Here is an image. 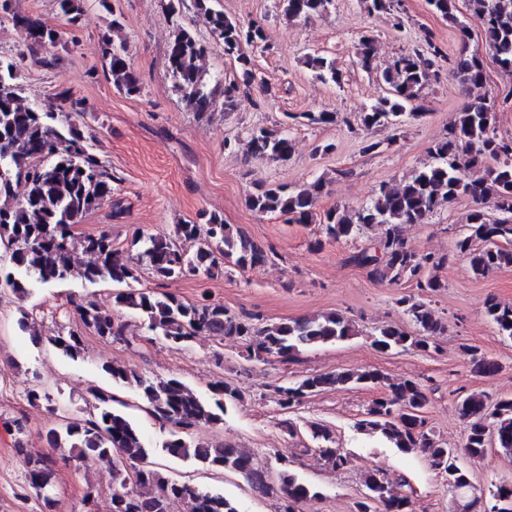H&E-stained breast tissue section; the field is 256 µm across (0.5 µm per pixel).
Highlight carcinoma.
I'll list each match as a JSON object with an SVG mask.
<instances>
[{
  "mask_svg": "<svg viewBox=\"0 0 512 512\" xmlns=\"http://www.w3.org/2000/svg\"><path fill=\"white\" fill-rule=\"evenodd\" d=\"M193 3L204 18L207 34L176 25L166 50L168 72L186 106L197 114L209 111L219 97L224 109L230 110L241 87L255 81L243 45L258 47L266 43L265 30L254 21L242 23L227 17L211 7V0ZM332 4L333 0H279L281 11L290 21L320 16ZM427 4L458 29L461 37H467L468 29L457 14L455 0H427ZM57 5L67 22L75 26L85 12L86 0H57ZM469 9L480 20L497 67L512 77V0H469ZM14 21L33 52L60 43L53 27L38 19L17 16ZM423 39L426 49L403 54L379 72L388 94L359 113L363 125L387 127L405 114L415 120L428 114L420 90L437 76L445 54L433 42L431 33H424ZM214 44L238 62L241 81L226 84L222 77L206 79L201 61ZM101 59L102 71L119 92L127 96L141 93L140 79L126 59L124 44L103 38ZM302 63L322 83L336 85L341 81L335 65L322 56L305 54ZM17 69V61L0 58V242L10 251V268L0 265V281L7 287L26 295L28 284L49 288L75 275L90 284L110 282L116 288L113 309L104 310L92 301L77 305L83 326L97 335L126 340V324L120 316L126 312L140 316L149 331L178 346L188 344L200 332L219 338L246 337L248 357L258 361L275 357L283 364L292 363L304 347L342 342L357 335L355 326L336 312L258 327L248 317L229 314L222 305L186 301L175 294H156L136 287L147 275L169 282L201 271L212 272L223 264L241 270L264 264V248L244 230L224 223L216 212L204 211L199 221L176 224L168 234H135L130 243L136 249L134 257H122L106 232L87 235L80 240L87 261L81 268H74L73 225L106 201L111 203L112 217L119 218L124 212L123 201L113 198L112 174L93 153L76 122L83 112L82 101L61 90L55 93L51 109L33 107L21 95ZM452 70L465 87L483 82L484 64L477 53L457 57ZM298 117L308 126L335 121L330 112H303ZM298 117L292 115L290 119ZM496 119L493 102L485 97L468 100L448 136L430 148L434 163L398 183L381 187L369 203L357 209L338 205L327 210L323 218L325 237L350 238L364 226L382 225L384 232L378 244L351 254L348 262L366 270L375 281L398 283L406 279L428 294L437 293L444 288L437 271L448 257L419 254L407 248L402 228L423 224L442 206L467 196L476 207L455 243L454 255L466 261L477 276L511 267L512 142L496 136ZM248 146L251 154L273 159L286 158L293 149L288 134L264 128L250 131ZM473 168L482 170V176L470 178L467 171ZM19 184L24 192L17 201L15 186ZM324 187L320 178L294 188L260 184L247 196L246 204L258 214H280L292 223L310 224ZM487 199L493 200L498 214L492 221L487 220L482 207ZM399 304L417 328L416 334L387 324L376 329L372 344L382 351H430L443 329L434 310L412 296L401 297ZM486 314L501 335L512 339V305L490 297ZM52 344L72 359L83 351L82 336L74 331L55 337ZM466 353L472 371L484 376L498 371L499 364L477 348L469 346ZM103 370L113 380L135 388L159 421L176 428L163 445L170 456L239 474L260 491L275 496L278 512H300L299 506L316 496L311 485L288 469L279 473L277 483H270L250 454L197 442L190 436V430L199 426L223 423L224 400L242 399L237 388L218 383L206 399L177 378L146 379L119 366H105ZM351 386L385 388V395L373 400L358 421V430L380 436L402 453H423L434 470L448 477L453 491L467 495L471 483L467 471L452 457L454 449L424 429L422 413L430 404L432 389L422 383L394 381L377 370H342L309 374L275 387L273 394L277 405L288 410L327 388ZM91 393L95 400L92 412L85 418L62 419L48 430L47 442L51 448L69 449L65 457L69 462L84 465L90 460L112 459L111 512H174V505L181 502L186 504L184 512H238L235 503L221 494L163 475L149 460L138 427L111 406L112 396L95 389ZM456 410L466 424L465 455L482 458L493 441L512 452V395L492 402L482 392H471L457 402ZM318 452L333 470L350 464L349 456L339 448L320 446ZM53 463L49 456L26 461L29 487L48 508L55 505L48 494ZM363 486L365 491L355 502V512H413L411 499L398 493L384 476L368 473ZM491 496L499 500V512H512V483L497 486Z\"/></svg>",
  "mask_w": 512,
  "mask_h": 512,
  "instance_id": "cac0c4a2",
  "label": "carcinoma"
}]
</instances>
